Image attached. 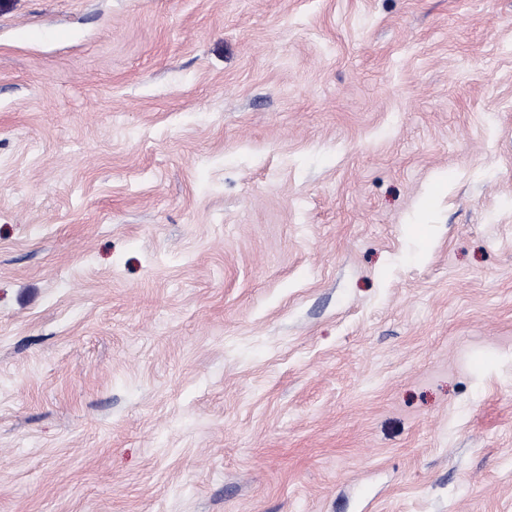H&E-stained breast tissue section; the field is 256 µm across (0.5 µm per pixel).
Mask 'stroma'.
<instances>
[{
  "instance_id": "stroma-1",
  "label": "stroma",
  "mask_w": 512,
  "mask_h": 512,
  "mask_svg": "<svg viewBox=\"0 0 512 512\" xmlns=\"http://www.w3.org/2000/svg\"><path fill=\"white\" fill-rule=\"evenodd\" d=\"M0 512H512V0H0Z\"/></svg>"
}]
</instances>
